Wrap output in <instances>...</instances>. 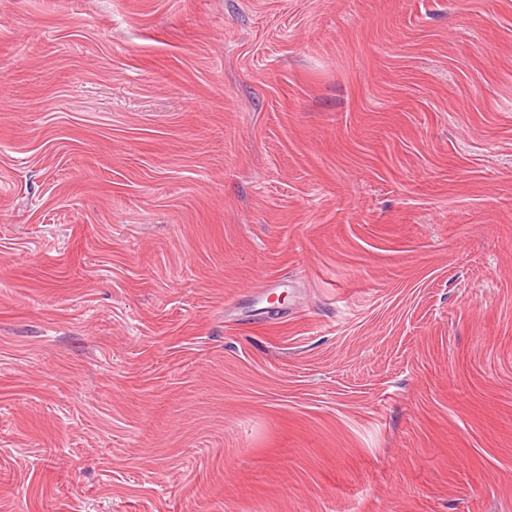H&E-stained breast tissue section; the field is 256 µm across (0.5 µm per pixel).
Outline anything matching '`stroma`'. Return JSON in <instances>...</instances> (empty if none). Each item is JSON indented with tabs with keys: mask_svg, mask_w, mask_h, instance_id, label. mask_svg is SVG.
<instances>
[{
	"mask_svg": "<svg viewBox=\"0 0 512 512\" xmlns=\"http://www.w3.org/2000/svg\"><path fill=\"white\" fill-rule=\"evenodd\" d=\"M0 512H512V0H0Z\"/></svg>",
	"mask_w": 512,
	"mask_h": 512,
	"instance_id": "35a3bbf8",
	"label": "stroma"
}]
</instances>
